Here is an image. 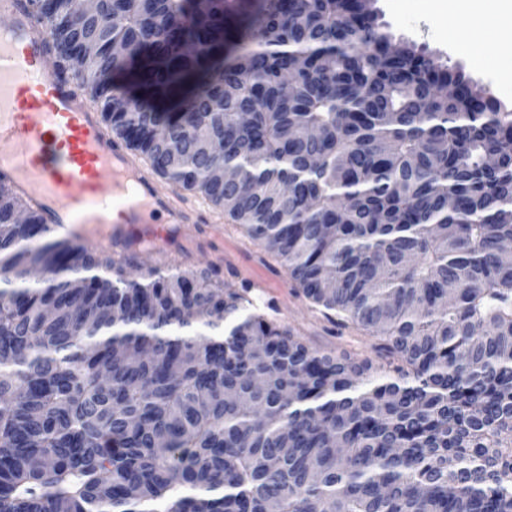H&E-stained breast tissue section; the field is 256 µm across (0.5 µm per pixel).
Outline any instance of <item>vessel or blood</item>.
<instances>
[{
	"instance_id": "b4317fda",
	"label": "vessel or blood",
	"mask_w": 512,
	"mask_h": 512,
	"mask_svg": "<svg viewBox=\"0 0 512 512\" xmlns=\"http://www.w3.org/2000/svg\"><path fill=\"white\" fill-rule=\"evenodd\" d=\"M0 183L43 212L57 235L123 240L133 224H190L196 210L160 190L102 125L74 81L46 71L49 36L0 0Z\"/></svg>"
}]
</instances>
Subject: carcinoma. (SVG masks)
Listing matches in <instances>:
<instances>
[{
	"instance_id": "carcinoma-1",
	"label": "carcinoma",
	"mask_w": 512,
	"mask_h": 512,
	"mask_svg": "<svg viewBox=\"0 0 512 512\" xmlns=\"http://www.w3.org/2000/svg\"><path fill=\"white\" fill-rule=\"evenodd\" d=\"M20 2L113 136L398 364L0 187V512H512V113L371 0Z\"/></svg>"
}]
</instances>
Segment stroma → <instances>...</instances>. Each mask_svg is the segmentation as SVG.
I'll use <instances>...</instances> for the list:
<instances>
[{
    "instance_id": "obj_1",
    "label": "stroma",
    "mask_w": 512,
    "mask_h": 512,
    "mask_svg": "<svg viewBox=\"0 0 512 512\" xmlns=\"http://www.w3.org/2000/svg\"><path fill=\"white\" fill-rule=\"evenodd\" d=\"M374 7L395 43L416 45L436 63L463 70L475 85L489 90L512 111V84L506 81L512 73V37L476 27L466 39L467 51L462 52L448 45V0H375ZM474 54L487 57L491 72L472 66ZM493 72L504 76L502 86L491 82ZM190 199L201 210L203 222L168 225L164 239L157 236L158 225H142L136 247L138 271L154 267L173 272L205 269L212 282L224 287L251 285L255 301L311 347L367 358L377 367L386 365L385 356L377 349L378 339L338 326L298 293L280 260L252 243L200 194H191Z\"/></svg>"
}]
</instances>
